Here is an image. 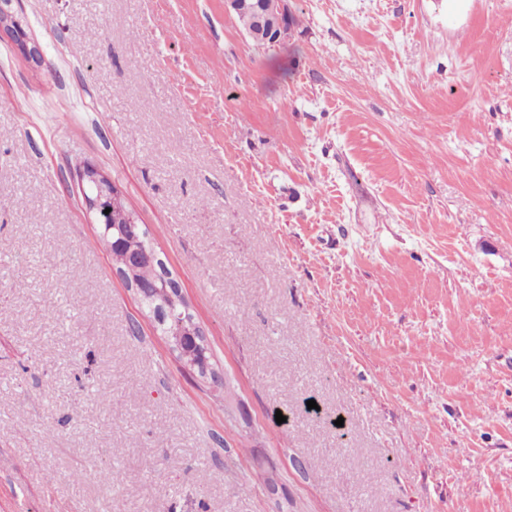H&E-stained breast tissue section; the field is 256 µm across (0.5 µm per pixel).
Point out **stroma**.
<instances>
[{"label": "stroma", "mask_w": 512, "mask_h": 512, "mask_svg": "<svg viewBox=\"0 0 512 512\" xmlns=\"http://www.w3.org/2000/svg\"><path fill=\"white\" fill-rule=\"evenodd\" d=\"M288 8L258 48L224 0H11L40 55L0 34V512H512V0ZM80 179L82 185V195L84 204L86 207V211L89 214H92L95 219L96 224H101V236L102 239H108L106 244L109 249H112V244H118L122 238L123 234H119L117 238H113L109 240L111 234L115 236V230H109V226H112V216L121 214L127 224L130 227H133L136 223V219L130 211H126L124 209V203L122 199L121 192L119 189L112 184L108 178L95 166L93 165H85L80 172ZM94 185L97 187L96 194H87L85 192V188L87 187V192L90 193L91 189L88 186ZM106 208H110V212L108 214L104 213ZM104 224V225H102ZM152 249V244L146 237L145 233H142L139 228H133L126 234L125 247L121 250L112 251L113 260L119 264V269H122L126 265L127 254L134 251H148ZM143 261L141 257H134L128 262L125 270L119 271L120 275L142 295L148 298L151 304L145 300L143 303L150 312L159 311L161 313L169 312L177 303H181L184 312L181 315L182 320L178 322L176 328L173 329L171 336L174 338L175 348L178 350L181 358L185 363L193 369H196L201 376H206L210 369L208 347L205 343L204 336L193 321L192 316L187 312L184 301L181 296V289L174 287L169 283L171 277L167 270L163 268L159 273L156 267L145 268L142 270L140 278L143 281L151 282L159 273V281L161 286L155 284L146 285L138 281L139 264Z\"/></svg>", "instance_id": "obj_1"}]
</instances>
